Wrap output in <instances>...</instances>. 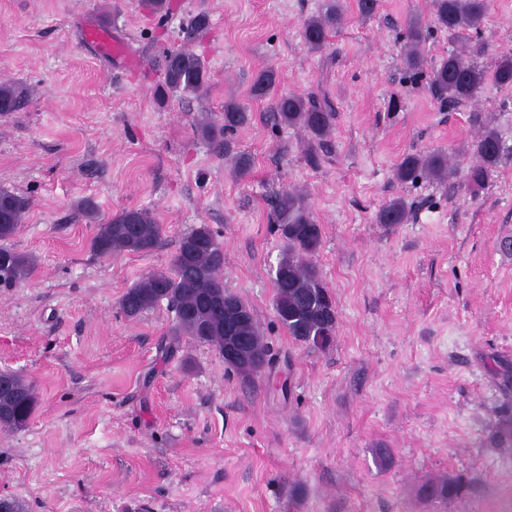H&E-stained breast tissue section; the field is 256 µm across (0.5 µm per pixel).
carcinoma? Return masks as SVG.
Instances as JSON below:
<instances>
[{"mask_svg": "<svg viewBox=\"0 0 512 512\" xmlns=\"http://www.w3.org/2000/svg\"><path fill=\"white\" fill-rule=\"evenodd\" d=\"M346 9L340 0H326L317 13L303 23L302 39L311 52L326 48L330 38L343 26ZM487 18V0H433L431 20L410 15L405 21L401 60L413 78L428 74L430 90L442 102L462 105L478 98L484 85L512 88V49L500 53L492 68L478 65L479 46L451 52L436 61L425 51L427 32L435 26L450 35L469 38L478 33ZM206 24L196 18L180 29L183 45L165 53L160 63L164 87L179 97L200 95L208 81L203 58L187 48L198 41ZM277 75L267 68L258 73L250 90L256 100L268 99L276 124L302 130L308 136V160L318 163L317 150L326 144L333 129L336 112L326 101L314 96L277 93ZM30 92L13 80L0 81V115L25 108ZM251 120L247 108L235 99L224 102V112L216 118L200 121L198 135L209 142L236 179L248 175L251 157L234 149L230 135ZM476 164L465 178L470 190L483 188L489 172L497 167L505 144L497 129L486 126L471 144ZM401 183L413 182L426 175L446 183L458 174V166L449 162L448 153L434 151L408 154L394 170ZM273 219L284 239L282 257L273 279L274 310L281 325L295 341L312 349L325 350L336 338V306L327 290L315 255L322 242L321 225L313 217L307 195L297 189L283 188L273 194ZM31 207L30 198L0 187V267L8 280L19 283L28 279L35 258L11 246L20 225ZM78 209L89 223L96 225L90 241L91 250L100 257L124 252L147 254L158 247L162 225L145 208H123L110 217L100 215L96 203L85 198ZM410 209L401 198L391 200L376 215V222L391 228L409 220ZM223 246L209 225L200 224L179 239L169 269L154 271L129 287L120 300L126 318L135 320L161 302L173 313L172 324L163 336L159 349L168 353L187 341L213 348L224 363L240 376L249 379L269 364V348L258 320L238 295L224 289ZM8 383L10 396L0 399V428L24 427L37 402L35 389L22 376L11 371L0 373ZM472 488L471 479L463 475L430 479L418 489L426 500L452 502L464 499Z\"/></svg>", "mask_w": 512, "mask_h": 512, "instance_id": "1", "label": "carcinoma"}]
</instances>
